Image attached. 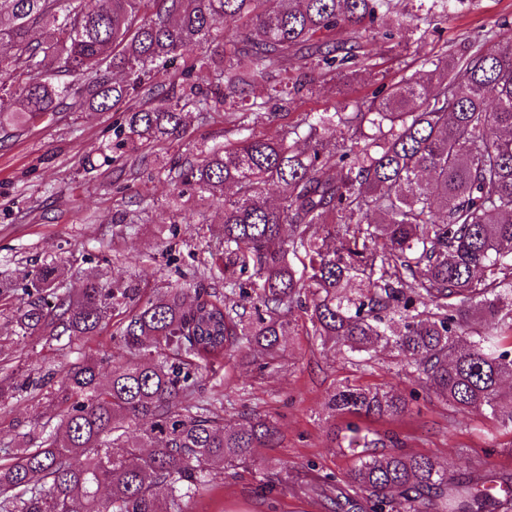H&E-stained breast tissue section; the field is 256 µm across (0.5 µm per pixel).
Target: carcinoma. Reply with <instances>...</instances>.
<instances>
[{
  "label": "carcinoma",
  "mask_w": 512,
  "mask_h": 512,
  "mask_svg": "<svg viewBox=\"0 0 512 512\" xmlns=\"http://www.w3.org/2000/svg\"><path fill=\"white\" fill-rule=\"evenodd\" d=\"M0 0V131L29 129L61 108L124 113L126 140L152 148L178 135L183 111L223 112L242 132L200 151L180 185L218 204L210 251L224 300L181 288L140 301L142 287L90 275L73 294L48 263L0 278L18 289L16 336H90L129 308L126 361L103 371L84 358L56 380L59 421L38 442L0 457V512H185L213 475L247 469L275 423L258 413L235 427L198 400L194 360L245 346L262 365L279 357L288 316L360 362L381 347L459 414L484 409L512 429V27L424 62L375 100L351 99L276 135H257L242 103L262 86L261 109L314 77L366 64L362 40L393 0ZM232 19L228 34L217 22ZM47 32L32 37V30ZM346 38L323 42L325 31ZM169 70L168 84L151 75ZM146 94L155 107H133ZM342 127L348 138L321 133ZM279 193L268 203L265 187ZM308 259L299 276L289 254ZM253 267L255 280L237 272ZM251 304L255 317L242 309ZM151 343L173 362L144 351ZM331 409L348 418L340 448L354 461L307 488L334 512H512V472L448 474L427 454L392 445L363 424L407 408L394 389L343 386Z\"/></svg>",
  "instance_id": "1"
}]
</instances>
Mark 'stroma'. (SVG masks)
Segmentation results:
<instances>
[{"mask_svg": "<svg viewBox=\"0 0 512 512\" xmlns=\"http://www.w3.org/2000/svg\"><path fill=\"white\" fill-rule=\"evenodd\" d=\"M395 3L404 28L389 39L366 36L368 69L342 78L316 75L309 92L277 108L272 121L255 124V132L286 130L345 98H372L380 88L422 75L425 59L455 54L468 41L512 23V0H462L444 19L419 10L416 0ZM121 121L117 112L64 111L24 134L0 139V274L18 279L53 261L64 287L73 290L92 273L105 283L143 284L149 296L199 284L223 294V278L209 273L219 208L208 198L179 197L172 165L195 157L198 147L237 139V131L221 113L189 112L181 136L133 151L116 146L114 130ZM118 153L122 161L112 162ZM25 300L18 292L9 303L0 302V385L19 386L31 374L84 356L125 359L115 334L118 312L92 336L49 342L33 335L15 344L14 315ZM292 322L276 366L261 367L242 348L201 369L202 395L223 402L226 423L257 412L276 423L279 435L273 445L255 449L249 471L216 475L211 491L191 502L188 512H330L306 488H272L268 482L283 465L311 467L345 481L352 462L337 439L345 422L328 407L330 394L345 384L391 387L406 396V412L370 421L374 429L397 434L406 452L434 456L452 474L477 466L512 471V429L481 412L460 416L386 350L357 365L322 347L301 312H294ZM53 393L50 387L36 398L20 393L0 405V448H17L23 433L52 415Z\"/></svg>", "mask_w": 512, "mask_h": 512, "instance_id": "obj_1", "label": "stroma"}]
</instances>
